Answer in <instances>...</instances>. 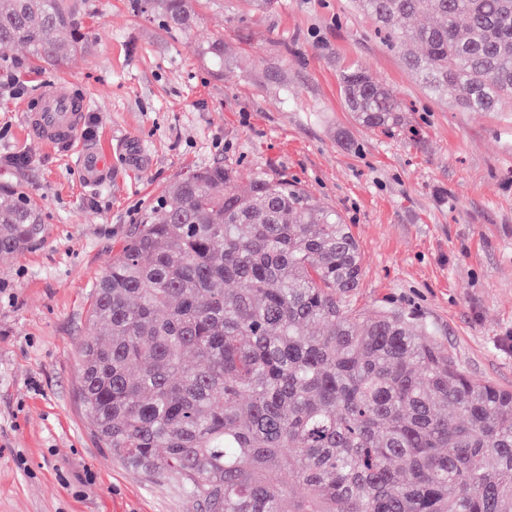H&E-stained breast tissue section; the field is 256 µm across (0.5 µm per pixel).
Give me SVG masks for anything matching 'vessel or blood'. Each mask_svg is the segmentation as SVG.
I'll list each match as a JSON object with an SVG mask.
<instances>
[{"label": "vessel or blood", "instance_id": "b4317fda", "mask_svg": "<svg viewBox=\"0 0 512 512\" xmlns=\"http://www.w3.org/2000/svg\"><path fill=\"white\" fill-rule=\"evenodd\" d=\"M87 101L68 85L49 87L35 107L26 110L24 121L31 136L49 146L74 145ZM76 165L85 184H102L107 172L104 151L80 149Z\"/></svg>", "mask_w": 512, "mask_h": 512}]
</instances>
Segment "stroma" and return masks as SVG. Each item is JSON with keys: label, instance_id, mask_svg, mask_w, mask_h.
<instances>
[{"label": "stroma", "instance_id": "obj_1", "mask_svg": "<svg viewBox=\"0 0 512 512\" xmlns=\"http://www.w3.org/2000/svg\"><path fill=\"white\" fill-rule=\"evenodd\" d=\"M88 51L63 66L25 63L21 83H64L97 118L82 146L137 145L84 184L70 149L23 134L30 96L0 93V189L40 210L41 234L0 261V512H197L101 448L80 400V351L96 282L175 178L224 164L240 183L298 181L349 224L363 258L353 298L370 313L415 312L480 381L512 390V104L466 112L406 69L354 0H189L191 32L82 0ZM363 66L395 90L408 126L359 125L342 73Z\"/></svg>", "mask_w": 512, "mask_h": 512}]
</instances>
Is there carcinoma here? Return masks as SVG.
<instances>
[{"label": "carcinoma", "instance_id": "obj_1", "mask_svg": "<svg viewBox=\"0 0 512 512\" xmlns=\"http://www.w3.org/2000/svg\"><path fill=\"white\" fill-rule=\"evenodd\" d=\"M406 69L468 112L512 102V0H356ZM170 29L188 0H131ZM78 0H0V54L65 63ZM361 126L403 131L393 89L341 76ZM41 214L0 194V258ZM350 226L286 177L222 165L173 180L112 258L88 310L81 397L98 442L178 483L200 512H512V390L476 380L413 314L350 302Z\"/></svg>", "mask_w": 512, "mask_h": 512}]
</instances>
